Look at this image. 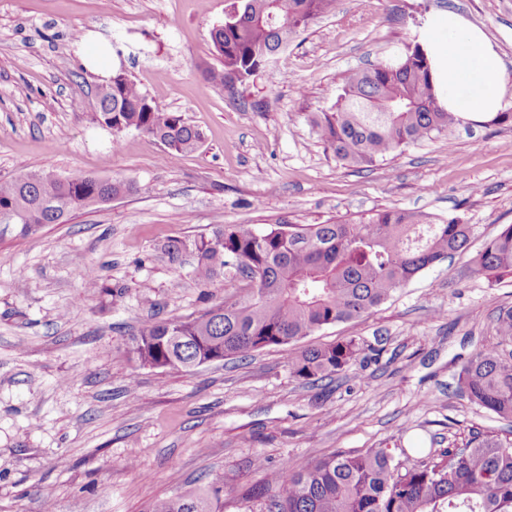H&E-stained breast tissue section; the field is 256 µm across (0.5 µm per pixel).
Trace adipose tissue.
Instances as JSON below:
<instances>
[{
	"label": "adipose tissue",
	"mask_w": 512,
	"mask_h": 512,
	"mask_svg": "<svg viewBox=\"0 0 512 512\" xmlns=\"http://www.w3.org/2000/svg\"><path fill=\"white\" fill-rule=\"evenodd\" d=\"M441 105L465 122H484L501 109L505 79L500 56L484 31L457 12L420 35Z\"/></svg>",
	"instance_id": "1"
}]
</instances>
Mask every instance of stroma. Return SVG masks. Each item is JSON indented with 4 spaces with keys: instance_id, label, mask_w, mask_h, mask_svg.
Wrapping results in <instances>:
<instances>
[{
    "instance_id": "1",
    "label": "stroma",
    "mask_w": 512,
    "mask_h": 512,
    "mask_svg": "<svg viewBox=\"0 0 512 512\" xmlns=\"http://www.w3.org/2000/svg\"><path fill=\"white\" fill-rule=\"evenodd\" d=\"M233 0H0V179L29 172L133 182V193L28 236L0 225V512H148L200 495L212 512H268L256 455L299 471L316 457L444 448L498 428L455 397V376L495 343L512 278L472 271L484 242L512 224V123L460 124L367 168L336 159L308 118L331 110L342 74L414 45L455 10L495 45L512 113V0H336L280 60L232 87L210 32ZM112 45L124 71L162 108L203 133L164 159L149 134L113 147L94 119L103 84L76 34ZM414 210L475 225L467 250L422 271L363 318L324 327L312 344L356 338L361 364L310 386L292 347L191 371L144 369L128 356L155 318L223 304L237 282L201 283L172 239L224 224L356 222ZM99 286L86 293L88 268ZM53 508H46L45 493Z\"/></svg>"
}]
</instances>
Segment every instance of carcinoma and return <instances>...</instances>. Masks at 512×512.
Here are the masks:
<instances>
[{
    "label": "carcinoma",
    "mask_w": 512,
    "mask_h": 512,
    "mask_svg": "<svg viewBox=\"0 0 512 512\" xmlns=\"http://www.w3.org/2000/svg\"><path fill=\"white\" fill-rule=\"evenodd\" d=\"M335 0H237L213 28L211 40L223 68L207 82L224 84L234 72L246 80L279 59L288 42ZM95 120L113 135L135 129L160 140L168 155L190 152L202 132L154 101L130 78L98 95ZM311 123L336 158L368 166L424 139L451 136L461 123L440 104L430 61L415 45L397 60L351 69L341 78L334 110ZM132 184L93 177L27 174L0 180V217L25 236ZM475 225L426 213L394 210L357 224H278L255 231L224 224L210 237L170 240L163 250L175 258L191 250L196 276L220 274L245 283L224 304L195 316L149 321L132 339L130 357L142 368L188 367L199 354L242 358L259 350L298 342L331 324L356 320L386 302L423 270L465 249ZM474 271L495 283L512 276V225L486 242ZM498 343L472 354L457 373L455 396L482 407L511 427L471 434L461 446L431 449L405 465L386 448L338 452L295 472L270 470L262 456L256 469L271 492L268 512H512V358L499 349L512 343V308L495 319ZM364 349L354 338L307 346L290 357L293 375L316 385L349 369ZM150 512H210L206 498L179 495L156 501Z\"/></svg>",
    "instance_id": "carcinoma-1"
}]
</instances>
